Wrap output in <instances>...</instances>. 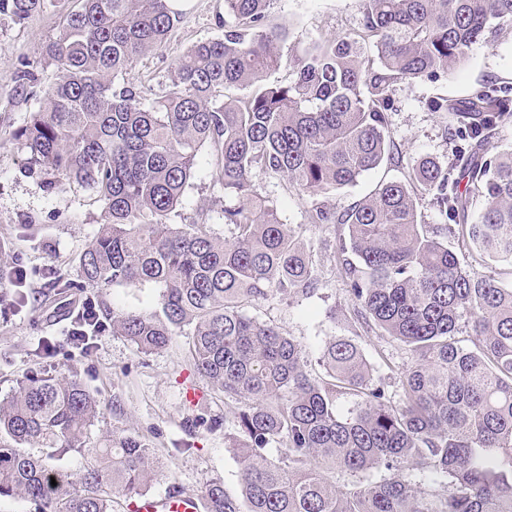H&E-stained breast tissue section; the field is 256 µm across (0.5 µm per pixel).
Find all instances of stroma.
I'll return each mask as SVG.
<instances>
[{
  "mask_svg": "<svg viewBox=\"0 0 512 512\" xmlns=\"http://www.w3.org/2000/svg\"><path fill=\"white\" fill-rule=\"evenodd\" d=\"M56 3L47 0L42 12L23 22L0 13V269L21 265L31 281L22 294L8 279L0 280V399L14 395L21 381L36 372L78 376L101 405L93 436L126 431L154 448L158 468L148 493L174 488L198 496L217 481L230 494L240 495L239 461L224 437L225 422L236 405L214 391L199 402L186 401L187 387L202 390L206 383L193 372L185 337H174L166 348L149 355L138 353L124 337L108 330L87 349L62 339L72 311L86 301L151 309L160 303L162 292L151 287L73 289L79 279V255L102 224L104 205L93 191L77 183L64 181L48 191L24 171V154L13 134L38 103L16 95L12 75L21 62L30 61L37 65L40 85L54 81V67L39 65L38 60L44 43L58 31ZM223 14L224 0H189L166 48L135 61L127 81L141 88L146 98L157 97L169 82L173 61L186 48L223 36ZM361 20V0H274L269 22L286 28L288 36L282 44L286 62L272 73V80L290 81L291 61L303 47L359 29ZM488 83L512 89V27L473 46L448 75L397 81L391 94L390 136L399 164H381L354 185L327 194L326 202L346 210L380 184L406 181L410 166L423 156L450 163L455 143L445 135L449 116L432 111L431 104L441 98L463 101ZM210 168L208 151H200L183 195L182 219H191L203 206L219 210L224 192L212 182ZM261 185L282 223L308 224L305 197L276 179H263ZM308 226L306 236L314 246L321 288L294 303L270 297L252 309V316L274 323L310 353H317L332 337H351L370 362L402 371L411 357L398 342L375 329L357 333L351 327L353 306L335 259L345 226ZM49 344L54 351L47 357L43 350Z\"/></svg>",
  "mask_w": 512,
  "mask_h": 512,
  "instance_id": "stroma-1",
  "label": "stroma"
}]
</instances>
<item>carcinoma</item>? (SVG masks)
Masks as SVG:
<instances>
[{"instance_id":"1","label":"carcinoma","mask_w":512,"mask_h":512,"mask_svg":"<svg viewBox=\"0 0 512 512\" xmlns=\"http://www.w3.org/2000/svg\"><path fill=\"white\" fill-rule=\"evenodd\" d=\"M78 2L43 47L57 80L38 87L30 62L13 75L16 92L40 103L14 139L24 172L44 187L77 182L105 204L68 287L163 289L151 311L103 303L76 328L97 332L108 321L141 354L185 336L197 374L238 404L226 438L239 452L242 497L213 482L204 512H512V287L467 270L448 249L453 235L512 265V150L493 142L512 104L493 85L463 103L434 102L465 141L459 159L421 157L408 181L343 212L323 200L395 160L393 84L447 73L486 33L512 27V0H362V28L307 48L286 84L268 81L287 37L268 24L273 0H224V37L187 48L150 102L126 71L167 45L184 9L174 0ZM44 7L0 0L18 22ZM230 87L250 94L226 101ZM204 147L224 188L225 238L208 230L207 208L171 223ZM263 178L307 197L308 224L346 226L336 264L353 323L408 349L400 376L377 374L346 338L312 361L246 312L274 293L292 302L321 288L307 224L280 221ZM421 196L441 223L421 222ZM463 323L468 346L456 340ZM100 414L75 378L21 382L0 403V497L20 495L37 512H112L113 493L142 496L154 449L131 433L94 439ZM76 456L81 470L60 468Z\"/></svg>"}]
</instances>
